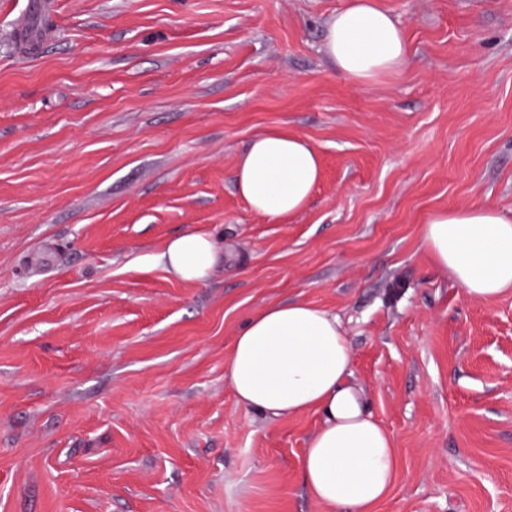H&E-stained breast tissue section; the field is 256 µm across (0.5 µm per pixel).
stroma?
I'll return each mask as SVG.
<instances>
[{"label": "stroma", "instance_id": "1", "mask_svg": "<svg viewBox=\"0 0 512 512\" xmlns=\"http://www.w3.org/2000/svg\"><path fill=\"white\" fill-rule=\"evenodd\" d=\"M402 71L324 52L346 0H55L21 50L0 0V512H349L309 494L321 421L238 403L234 340L301 299L339 317L396 448L374 512H512V291L481 302L420 246L432 212L512 215V0H378ZM311 143L283 219L234 173L252 138ZM211 233L202 284L161 262Z\"/></svg>", "mask_w": 512, "mask_h": 512}]
</instances>
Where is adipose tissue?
<instances>
[{"mask_svg":"<svg viewBox=\"0 0 512 512\" xmlns=\"http://www.w3.org/2000/svg\"><path fill=\"white\" fill-rule=\"evenodd\" d=\"M324 48L345 80L367 84L400 71L409 47L403 29L377 0H347L329 21ZM320 177V157L303 138L281 130L256 135L235 173L239 195L276 219L302 210ZM420 243L438 269L475 301L512 288V216L490 205L433 212ZM182 280L207 281L221 254L211 235L170 240L160 255ZM226 377L247 409L274 418L319 414L302 472L325 505L372 512L395 480L392 435L367 410L352 380L350 349L336 315L297 300L255 313L236 336Z\"/></svg>","mask_w":512,"mask_h":512,"instance_id":"obj_1","label":"adipose tissue"}]
</instances>
